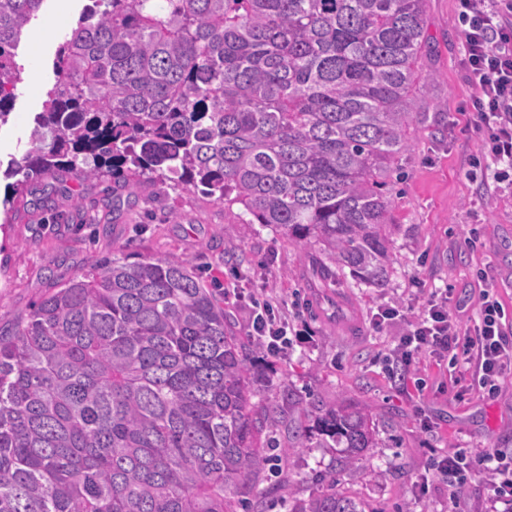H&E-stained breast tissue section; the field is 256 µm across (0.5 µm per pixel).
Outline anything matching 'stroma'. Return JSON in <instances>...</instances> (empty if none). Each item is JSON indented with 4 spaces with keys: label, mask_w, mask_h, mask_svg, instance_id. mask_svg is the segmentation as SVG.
I'll return each instance as SVG.
<instances>
[{
    "label": "stroma",
    "mask_w": 512,
    "mask_h": 512,
    "mask_svg": "<svg viewBox=\"0 0 512 512\" xmlns=\"http://www.w3.org/2000/svg\"><path fill=\"white\" fill-rule=\"evenodd\" d=\"M88 3L46 0L31 37L15 51L19 80L8 122L0 126V198L9 184L4 172L29 148L34 118L57 81V49ZM424 20L429 49L419 66L428 79L429 119L412 126L413 147L401 159L405 178L393 195L400 230L383 287L347 270L324 280L316 248L250 223L242 206L228 208L148 181L116 219L89 223V216L107 212L104 186L68 174L54 185L52 211L18 206L10 229L0 233V253L8 258L0 275V328L102 255L189 259L206 282L223 289L226 320L241 339L251 335L254 295L278 303L310 334L284 356L255 358L256 387L267 406H285L290 392L326 405L350 402L367 408L382 427L380 447L357 461L358 474L348 483L366 512H507L490 502L483 458L512 456V374L490 396L474 390L468 365L446 358L423 356L410 372L394 370L386 356L400 325L376 329L369 323L378 306L417 310L431 291L447 288L463 329L472 330L481 273L512 319V186L497 183L495 166L478 160L481 135L473 124L474 92L459 65L456 0H426ZM172 210L178 220H170ZM274 438L289 483L278 490L267 481L252 485L250 512H282L276 499L308 498L340 455L336 447L290 448L282 426ZM453 451L467 455L472 475L452 493L430 463Z\"/></svg>",
    "instance_id": "35a3bbf8"
}]
</instances>
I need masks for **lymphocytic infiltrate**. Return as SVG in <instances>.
Returning <instances> with one entry per match:
<instances>
[{"mask_svg": "<svg viewBox=\"0 0 512 512\" xmlns=\"http://www.w3.org/2000/svg\"><path fill=\"white\" fill-rule=\"evenodd\" d=\"M458 21L464 35L460 66L475 92L474 121L484 130L482 153L504 165L498 181L512 169V0H457ZM251 326L267 353L279 354L288 345V316L266 299L252 298ZM504 311L489 290H481L478 324L471 334L461 331V320L448 305V295L436 293L420 313L402 307L378 309L374 326L399 320L405 329L390 357L409 368L415 355L457 359L474 368L479 389L494 394L499 379L512 371V330L503 324Z\"/></svg>", "mask_w": 512, "mask_h": 512, "instance_id": "lymphocytic-infiltrate-1", "label": "lymphocytic infiltrate"}]
</instances>
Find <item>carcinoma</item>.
I'll return each mask as SVG.
<instances>
[{
  "mask_svg": "<svg viewBox=\"0 0 512 512\" xmlns=\"http://www.w3.org/2000/svg\"><path fill=\"white\" fill-rule=\"evenodd\" d=\"M45 0H0V126L15 50ZM426 0H94L57 50L10 208L34 179H144L239 204L250 223L382 287L398 161L427 80ZM260 343L175 255L105 256L0 331V512H249L281 413L253 401ZM291 447L353 471L359 407L288 394ZM332 478L289 512H365Z\"/></svg>",
  "mask_w": 512,
  "mask_h": 512,
  "instance_id": "cac0c4a2",
  "label": "carcinoma"
}]
</instances>
